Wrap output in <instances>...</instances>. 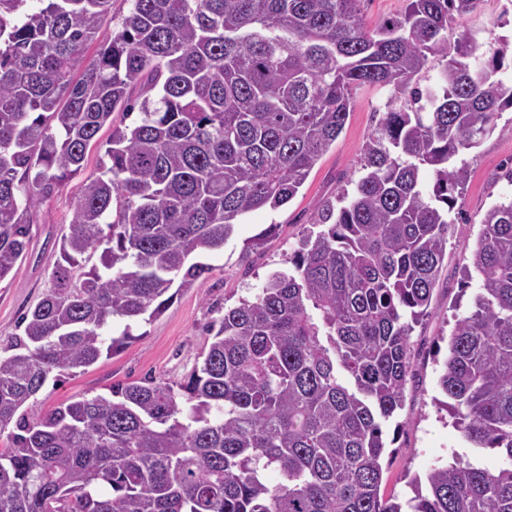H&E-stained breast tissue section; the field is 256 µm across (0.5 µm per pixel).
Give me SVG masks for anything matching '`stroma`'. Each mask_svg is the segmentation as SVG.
Wrapping results in <instances>:
<instances>
[{
    "label": "stroma",
    "instance_id": "1",
    "mask_svg": "<svg viewBox=\"0 0 512 512\" xmlns=\"http://www.w3.org/2000/svg\"><path fill=\"white\" fill-rule=\"evenodd\" d=\"M463 32L488 47L496 46L498 39H512V0H483L476 12L457 19L448 38L456 40ZM353 97L354 110L344 129L292 200L277 209L248 214L222 249L201 255V262L211 267L206 279L179 295L157 318L134 324L130 328L132 342L118 355L62 377L57 384H46L33 400V408L45 412L81 397L104 394L116 382L145 377L181 381L207 344L208 326L225 308L254 298L272 272L288 270L289 257L298 250L302 237L313 230L323 203L335 200L339 190H353L354 180L362 173L363 147L384 115L387 95L364 86L355 89ZM103 158V150L91 148L83 174L36 206L29 254L0 281V345L15 333L19 315L34 307L50 288L62 229L71 220L86 176L99 172ZM459 160L469 172L459 201L461 218L448 238V258L429 313L412 333L419 357L406 387L401 412L405 426L396 432L384 459L382 489L388 495H409L408 475L425 474L439 463L451 462L456 453L473 454L449 415L434 403L439 391L433 355L443 337L449 336L456 315L470 304L472 294L464 289L463 267L476 244L485 212L512 198V110L501 112L493 132L477 147L464 151Z\"/></svg>",
    "mask_w": 512,
    "mask_h": 512
}]
</instances>
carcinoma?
I'll list each match as a JSON object with an SVG mask.
<instances>
[{
	"label": "carcinoma",
	"mask_w": 512,
	"mask_h": 512,
	"mask_svg": "<svg viewBox=\"0 0 512 512\" xmlns=\"http://www.w3.org/2000/svg\"><path fill=\"white\" fill-rule=\"evenodd\" d=\"M38 2L0 0V281L28 254L34 204L91 146L109 164L83 183L51 287L0 347V512H512V200L482 218L465 265L478 288L437 362L439 405L500 465L455 454L412 476V496L381 493L386 426L401 427L412 332L468 178L455 158L512 109L497 78L511 41L485 51L463 33L448 54V28L482 0H406L373 26L361 0H128L88 62L112 0ZM435 56L439 82L412 85ZM364 85L390 96L353 194L323 206L292 269L224 310L183 381L27 410L51 375L134 339L103 335L114 319L150 321L205 278L194 255L290 201Z\"/></svg>",
	"instance_id": "carcinoma-1"
}]
</instances>
